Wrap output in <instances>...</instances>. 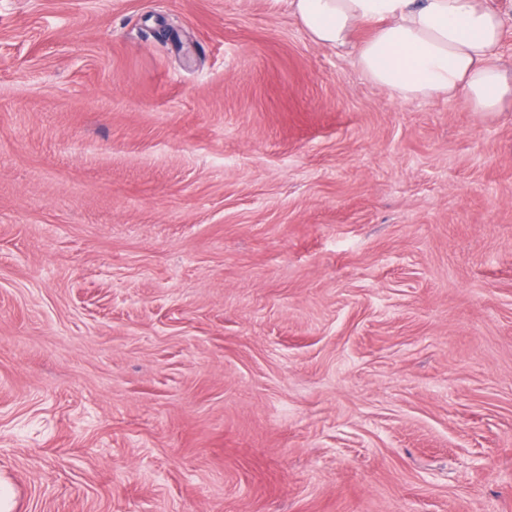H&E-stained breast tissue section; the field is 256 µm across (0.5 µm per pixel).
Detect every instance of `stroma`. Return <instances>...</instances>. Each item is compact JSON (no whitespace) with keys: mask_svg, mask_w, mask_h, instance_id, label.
Instances as JSON below:
<instances>
[{"mask_svg":"<svg viewBox=\"0 0 512 512\" xmlns=\"http://www.w3.org/2000/svg\"><path fill=\"white\" fill-rule=\"evenodd\" d=\"M11 512H512V105L289 0H0Z\"/></svg>","mask_w":512,"mask_h":512,"instance_id":"stroma-1","label":"stroma"}]
</instances>
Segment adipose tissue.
Returning a JSON list of instances; mask_svg holds the SVG:
<instances>
[{"label": "adipose tissue", "mask_w": 512, "mask_h": 512, "mask_svg": "<svg viewBox=\"0 0 512 512\" xmlns=\"http://www.w3.org/2000/svg\"><path fill=\"white\" fill-rule=\"evenodd\" d=\"M299 24L322 45L371 36L355 63L375 85L405 100L467 94L474 111L512 101V67L500 56L505 23L488 0H290Z\"/></svg>", "instance_id": "ef3b65f1"}]
</instances>
